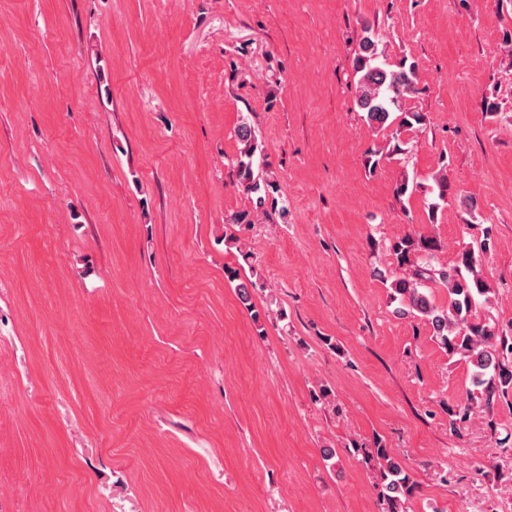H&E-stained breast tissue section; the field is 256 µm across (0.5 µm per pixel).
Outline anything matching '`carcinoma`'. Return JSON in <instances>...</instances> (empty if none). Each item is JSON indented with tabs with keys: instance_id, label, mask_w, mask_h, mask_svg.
Segmentation results:
<instances>
[{
	"instance_id": "1",
	"label": "carcinoma",
	"mask_w": 512,
	"mask_h": 512,
	"mask_svg": "<svg viewBox=\"0 0 512 512\" xmlns=\"http://www.w3.org/2000/svg\"><path fill=\"white\" fill-rule=\"evenodd\" d=\"M378 41L371 36L362 39L359 51L352 60L355 73L359 74L357 103L365 113V120L375 129L390 125L392 114H397L399 127L411 129L425 124L421 112H405L402 101L417 93V67L411 63L400 64L398 69H387L380 61ZM243 148L233 164L236 180L250 197L254 210L266 212L267 208L287 211L278 207L274 196L275 181L257 169L256 152L259 149L258 133L254 126L244 122L237 129ZM398 265L407 273L392 283L393 296L399 301L396 313L404 318H421L432 327L433 336L450 355H460L472 367V385L479 394L452 411V427L471 419L475 411L493 412L499 394L512 390V370L506 361L512 358V335L498 333L488 319L476 315L477 298L489 293L481 279L478 267L481 256L465 244L457 254L455 264H432L441 250L438 241L430 236L405 235L392 244ZM243 304L251 305V294L256 282L238 272L228 271ZM431 281L448 288L451 296L448 308H441L421 291L422 282ZM375 462L379 487L381 512H407V503L414 496L417 482L408 470L377 440L365 457V462Z\"/></svg>"
}]
</instances>
